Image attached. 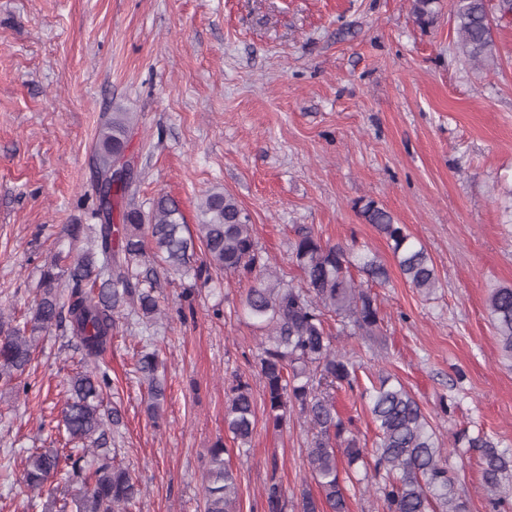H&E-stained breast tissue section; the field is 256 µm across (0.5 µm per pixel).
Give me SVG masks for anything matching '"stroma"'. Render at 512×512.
Wrapping results in <instances>:
<instances>
[{"label":"stroma","mask_w":512,"mask_h":512,"mask_svg":"<svg viewBox=\"0 0 512 512\" xmlns=\"http://www.w3.org/2000/svg\"><path fill=\"white\" fill-rule=\"evenodd\" d=\"M454 3L438 0L437 23L423 29L409 0H0V312L24 318L65 227L90 223L97 127L103 114L130 112L142 201L176 199L193 227L202 196L232 194L264 258L296 285L297 228L376 256L389 271L372 287L382 336L372 346L340 339L362 385L390 373L440 440L481 427L512 450V360L486 307L490 289L512 286V22L496 26L494 68L480 70L455 53ZM370 199L426 247L433 293L405 281L360 216ZM248 285L158 269L162 315L114 330L100 365L122 414L117 462L143 489L132 512H204L202 471L218 442L239 512H265L272 479L285 512L315 489L299 416L276 430L257 412L245 453L224 430L235 376L264 399L262 333L242 313ZM149 337L168 387L156 421L136 371ZM80 360L71 336L44 333L23 388L0 385V512H41L24 458L64 447L57 423ZM447 457L470 512H488L477 456L449 446Z\"/></svg>","instance_id":"1"}]
</instances>
